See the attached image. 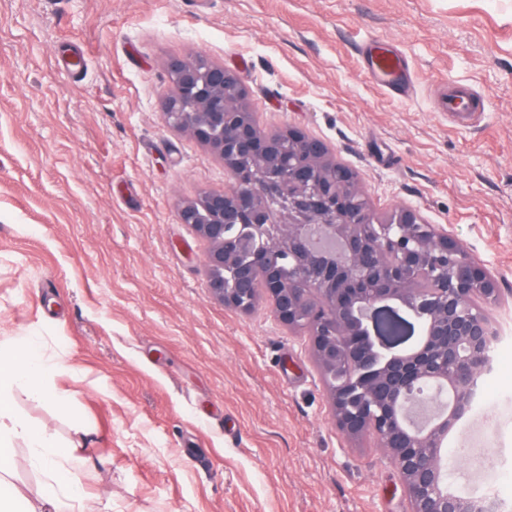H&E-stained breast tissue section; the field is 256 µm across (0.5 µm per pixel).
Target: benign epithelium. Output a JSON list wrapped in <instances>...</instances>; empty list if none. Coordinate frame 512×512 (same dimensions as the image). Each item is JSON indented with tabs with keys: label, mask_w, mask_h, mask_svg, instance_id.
<instances>
[{
	"label": "benign epithelium",
	"mask_w": 512,
	"mask_h": 512,
	"mask_svg": "<svg viewBox=\"0 0 512 512\" xmlns=\"http://www.w3.org/2000/svg\"><path fill=\"white\" fill-rule=\"evenodd\" d=\"M166 123L224 162L230 191L185 202L206 243L212 297L248 313L264 296L277 320L308 330L331 415L347 438L375 437L410 512H494L448 491V434L475 405L500 301L489 268L442 224L401 208L380 223L355 174L322 140L258 133L245 89L198 57L168 65ZM421 336L409 348L400 345Z\"/></svg>",
	"instance_id": "benign-epithelium-1"
}]
</instances>
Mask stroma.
<instances>
[{"mask_svg":"<svg viewBox=\"0 0 512 512\" xmlns=\"http://www.w3.org/2000/svg\"><path fill=\"white\" fill-rule=\"evenodd\" d=\"M371 39L403 55L409 100L370 78ZM199 55L262 132L323 140L378 218L414 208L494 274L500 370L448 436V487L477 485L458 460L489 421L511 503L512 0H0V342L33 339L70 397L14 407L87 459L83 512L409 510L376 441L337 430L307 332L207 287L178 211L233 183L163 116L168 63ZM452 83L484 103L471 128L439 109ZM49 480L15 448L10 487Z\"/></svg>","mask_w":512,"mask_h":512,"instance_id":"1","label":"stroma"}]
</instances>
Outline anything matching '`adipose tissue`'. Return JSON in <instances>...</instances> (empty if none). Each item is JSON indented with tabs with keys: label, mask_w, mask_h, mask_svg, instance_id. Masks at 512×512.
Returning a JSON list of instances; mask_svg holds the SVG:
<instances>
[{
	"label": "adipose tissue",
	"mask_w": 512,
	"mask_h": 512,
	"mask_svg": "<svg viewBox=\"0 0 512 512\" xmlns=\"http://www.w3.org/2000/svg\"><path fill=\"white\" fill-rule=\"evenodd\" d=\"M51 370V364L28 342L16 347L12 354L0 356V512H15V494L2 493L1 487L7 481L12 452L19 443L30 448L36 464L47 468L54 481L41 498L26 501L25 512H62L63 504L56 493L60 487L68 490L71 502L80 500L74 472L84 466V459L14 409V392L23 385L35 396L52 400L59 409L67 408L66 397L49 381Z\"/></svg>",
	"instance_id": "ef3b65f1"
}]
</instances>
